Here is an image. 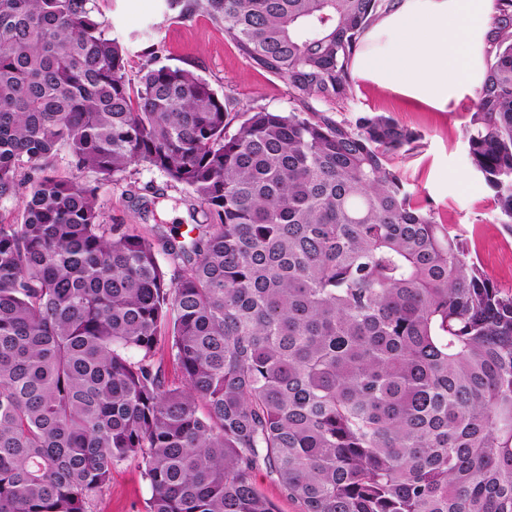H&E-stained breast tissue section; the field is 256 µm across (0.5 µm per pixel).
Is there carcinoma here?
<instances>
[{
    "mask_svg": "<svg viewBox=\"0 0 512 512\" xmlns=\"http://www.w3.org/2000/svg\"><path fill=\"white\" fill-rule=\"evenodd\" d=\"M491 2L465 138L512 230V0ZM393 5L169 0L288 81L292 110L241 112L156 51L131 83L94 0H0V203L22 199L0 213V512H99L132 460L147 512H276L261 464L300 512H512V291L409 191L416 131L312 106L349 99ZM135 164L204 221L106 223L99 184Z\"/></svg>",
    "mask_w": 512,
    "mask_h": 512,
    "instance_id": "carcinoma-1",
    "label": "carcinoma"
}]
</instances>
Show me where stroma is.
I'll return each mask as SVG.
<instances>
[{
  "label": "stroma",
  "instance_id": "obj_1",
  "mask_svg": "<svg viewBox=\"0 0 512 512\" xmlns=\"http://www.w3.org/2000/svg\"><path fill=\"white\" fill-rule=\"evenodd\" d=\"M95 7L108 33L126 49L128 79L137 80L146 52L155 45L163 62L190 70L218 94L235 97L242 109H291L287 80L252 64L206 12L183 19L167 0H95ZM474 99L473 87L465 85L455 100L439 106L377 89L360 78L340 115L351 120L362 112L383 113L421 133L416 148L396 157L397 168L419 199L432 203L438 220L464 235L491 279L512 288V232L500 223L492 191L467 160L464 127ZM184 195L161 173L139 165L130 167L123 180L104 185L98 205L108 223L131 224L146 233L158 218L180 234L192 222ZM148 497L140 465L129 461L113 472L100 510L147 512Z\"/></svg>",
  "mask_w": 512,
  "mask_h": 512
}]
</instances>
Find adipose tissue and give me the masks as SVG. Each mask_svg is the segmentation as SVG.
<instances>
[{"instance_id": "obj_1", "label": "adipose tissue", "mask_w": 512, "mask_h": 512, "mask_svg": "<svg viewBox=\"0 0 512 512\" xmlns=\"http://www.w3.org/2000/svg\"><path fill=\"white\" fill-rule=\"evenodd\" d=\"M491 30V0H399L368 32L355 68L378 87L446 104L483 81Z\"/></svg>"}]
</instances>
